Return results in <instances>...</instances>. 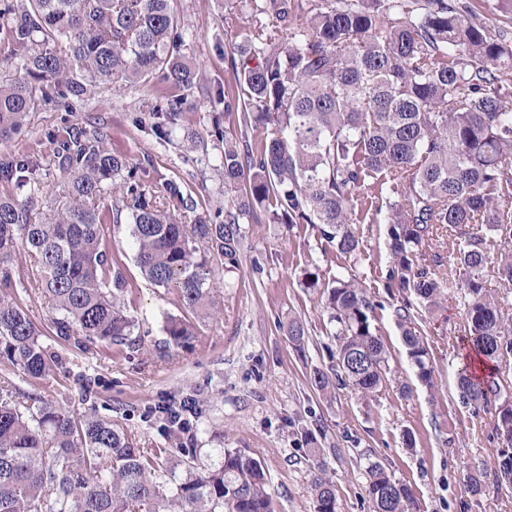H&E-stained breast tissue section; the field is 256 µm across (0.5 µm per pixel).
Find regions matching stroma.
Segmentation results:
<instances>
[{
    "label": "stroma",
    "mask_w": 512,
    "mask_h": 512,
    "mask_svg": "<svg viewBox=\"0 0 512 512\" xmlns=\"http://www.w3.org/2000/svg\"><path fill=\"white\" fill-rule=\"evenodd\" d=\"M450 2L512 47V0H500L493 11L485 0ZM171 8L180 52L199 71L197 85L185 93L187 103L172 138L159 139L135 122L157 101L153 84L129 86L117 95L101 85L78 102L52 101L30 113L22 134L0 142L1 168L19 156L37 163L35 186L0 176V195L15 197L36 213L61 202L58 144L102 130L109 148L127 159L135 176L160 188L176 183L190 196L194 213L223 208L224 179L217 165L224 145L210 131L217 121L231 138L254 145L261 137L241 123L235 107L240 85L230 65L234 46L255 20L246 0H171ZM228 101L234 104L229 111L224 108ZM357 230L363 250L357 258H345L317 227L273 224L265 209H257L243 227L237 262L211 264L214 297L223 313L204 320L181 305L175 290L144 279L127 224L108 225L106 236L130 285L126 304L139 324L144 349L118 353L100 346L84 352L48 335L45 343L61 358L48 377H27L2 361L0 382L9 381L26 397L112 417L148 448L167 442L159 420L146 417V409L200 395L203 412L191 419L190 434L202 463H210L221 448H238L260 461L274 512H315L310 479L318 460L335 474L338 512H370L365 474L370 458L411 486L418 512H512V490L497 488L493 480L498 448L493 414H472L458 401L456 372L465 334L461 298L446 297L430 312L417 303L411 307L430 349L435 387L427 389L396 323L395 311L406 296L388 285L390 227L361 224ZM12 271L27 287L21 306L36 325L47 327L52 312L33 287L36 270L19 255ZM308 271L317 273V287H305ZM351 273L367 287L375 305L372 331L389 352L390 380L368 401L341 385L325 394L310 382L314 370L336 366L335 327L320 305V291ZM170 315L196 322L198 337L191 347L164 349ZM292 319L305 329L300 351L287 335ZM314 443L322 450L317 458L309 453ZM470 470L483 475L480 494L463 486Z\"/></svg>",
    "instance_id": "obj_1"
}]
</instances>
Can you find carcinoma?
I'll use <instances>...</instances> for the list:
<instances>
[{
    "label": "carcinoma",
    "mask_w": 512,
    "mask_h": 512,
    "mask_svg": "<svg viewBox=\"0 0 512 512\" xmlns=\"http://www.w3.org/2000/svg\"><path fill=\"white\" fill-rule=\"evenodd\" d=\"M171 0H22L0 4L12 21L15 72L0 77V140L19 133L30 112L54 99L110 84L119 92L162 73L165 104L136 124L165 140L175 128L196 72L170 52ZM256 26L231 59L240 68L244 127L263 128L257 147L241 150L219 122V167L231 193L224 211L183 219L191 200L169 184L127 169L106 135L59 144L68 202L35 219L0 196V360L30 378L58 363L43 331L17 302L25 284L11 264L23 250L38 287L56 312L51 332L84 352L98 345L142 347L127 312L123 270L112 261L108 223L129 224V243L145 279L177 291L182 305L217 313L208 261H235L242 224L266 207L275 224H318L336 253H360L355 225H391L389 287L429 306L444 288L464 299L466 342L485 365L461 369L460 403L477 414L496 405L493 431L512 440V396L502 363L512 358V49L448 0H249ZM34 161L8 176L34 181ZM448 229V255L435 268L417 263L420 248ZM448 265L446 278L439 267ZM496 274L504 294L486 287ZM325 307L336 324L335 377L316 370L327 391L340 381L364 399L389 381V357L372 332L361 279H336ZM411 307L396 309L419 381L433 385L429 350L412 326ZM166 346L185 347L196 327L169 317ZM29 405L0 385V512H274L262 465L224 448L208 466L194 442L146 448L124 427L55 401ZM372 512H415L410 486L377 461L365 469ZM497 486L512 489V452L498 449ZM315 512H337L333 476L316 462Z\"/></svg>",
    "instance_id": "1"
}]
</instances>
